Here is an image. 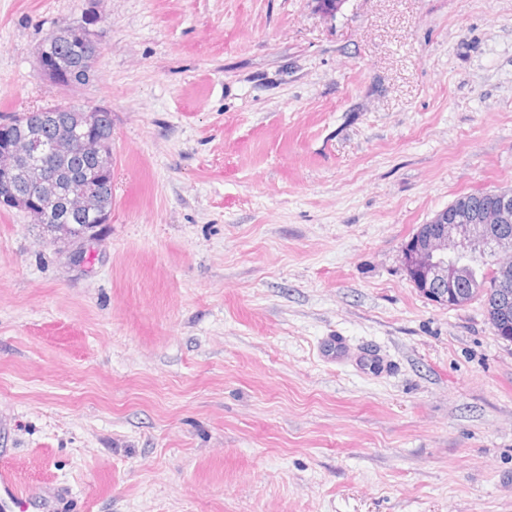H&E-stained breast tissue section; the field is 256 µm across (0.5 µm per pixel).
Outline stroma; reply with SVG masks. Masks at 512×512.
Wrapping results in <instances>:
<instances>
[{"mask_svg": "<svg viewBox=\"0 0 512 512\" xmlns=\"http://www.w3.org/2000/svg\"><path fill=\"white\" fill-rule=\"evenodd\" d=\"M93 11L89 82L44 79ZM58 103L112 112V214L0 209V468L65 512H512V342L402 259L512 190V0H0V121Z\"/></svg>", "mask_w": 512, "mask_h": 512, "instance_id": "stroma-1", "label": "stroma"}]
</instances>
